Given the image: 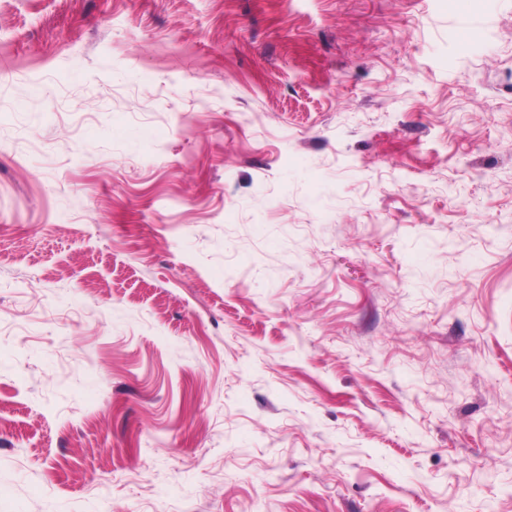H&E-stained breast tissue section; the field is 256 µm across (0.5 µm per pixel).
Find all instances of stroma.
Masks as SVG:
<instances>
[{"mask_svg": "<svg viewBox=\"0 0 512 512\" xmlns=\"http://www.w3.org/2000/svg\"><path fill=\"white\" fill-rule=\"evenodd\" d=\"M0 512H512V0H0Z\"/></svg>", "mask_w": 512, "mask_h": 512, "instance_id": "obj_1", "label": "stroma"}]
</instances>
